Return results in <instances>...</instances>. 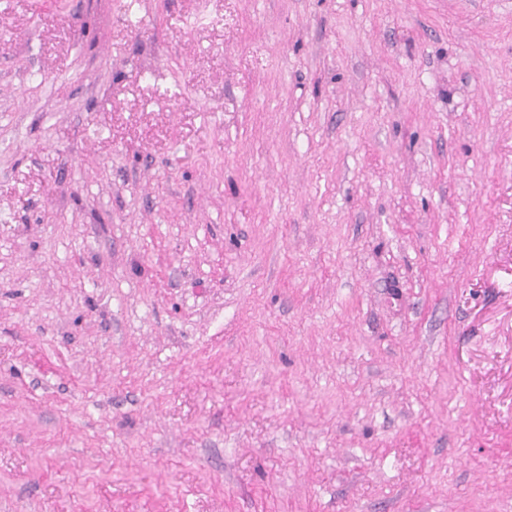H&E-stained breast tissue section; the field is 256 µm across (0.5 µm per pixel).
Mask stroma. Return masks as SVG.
Instances as JSON below:
<instances>
[{"label": "stroma", "mask_w": 512, "mask_h": 512, "mask_svg": "<svg viewBox=\"0 0 512 512\" xmlns=\"http://www.w3.org/2000/svg\"><path fill=\"white\" fill-rule=\"evenodd\" d=\"M0 512H512V0H0Z\"/></svg>", "instance_id": "1"}]
</instances>
